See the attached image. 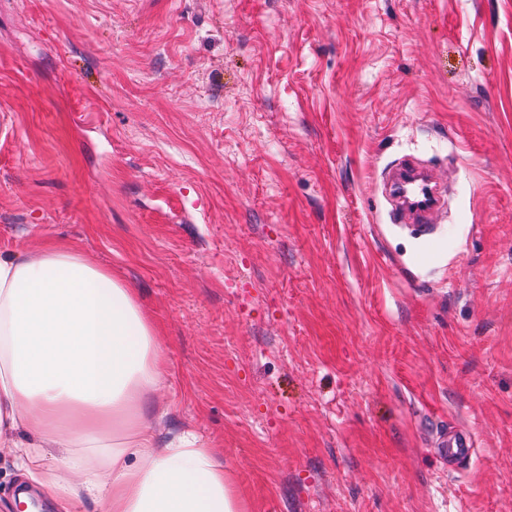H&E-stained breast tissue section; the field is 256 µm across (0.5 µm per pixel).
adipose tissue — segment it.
<instances>
[{
	"label": "adipose tissue",
	"mask_w": 512,
	"mask_h": 512,
	"mask_svg": "<svg viewBox=\"0 0 512 512\" xmlns=\"http://www.w3.org/2000/svg\"><path fill=\"white\" fill-rule=\"evenodd\" d=\"M167 374L157 327L108 271L55 243L0 251V446L54 506L241 512L211 449L158 446L148 401Z\"/></svg>",
	"instance_id": "adipose-tissue-1"
}]
</instances>
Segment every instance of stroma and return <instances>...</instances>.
<instances>
[{
    "label": "stroma",
    "instance_id": "stroma-1",
    "mask_svg": "<svg viewBox=\"0 0 512 512\" xmlns=\"http://www.w3.org/2000/svg\"><path fill=\"white\" fill-rule=\"evenodd\" d=\"M49 243L133 288L161 439L245 512H512V0H0V250ZM437 447L445 464H448V471H453L470 460L476 451L472 436L453 426H448V432L440 438Z\"/></svg>",
    "mask_w": 512,
    "mask_h": 512
}]
</instances>
